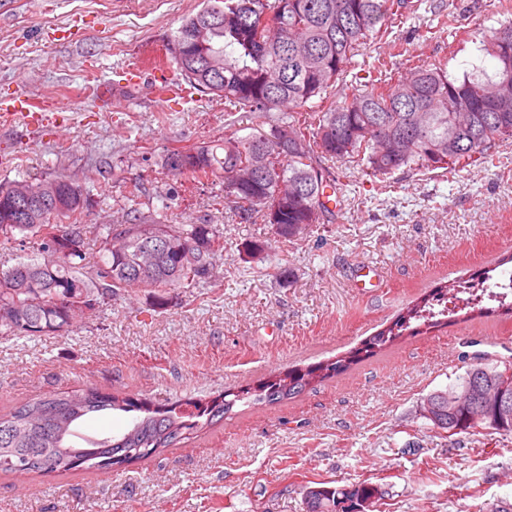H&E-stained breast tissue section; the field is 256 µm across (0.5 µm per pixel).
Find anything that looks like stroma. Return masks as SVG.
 <instances>
[{"label": "stroma", "mask_w": 512, "mask_h": 512, "mask_svg": "<svg viewBox=\"0 0 512 512\" xmlns=\"http://www.w3.org/2000/svg\"><path fill=\"white\" fill-rule=\"evenodd\" d=\"M200 0H0V98L28 96L64 117L32 135L0 131V182L64 174L88 194L87 218L114 200L164 201L174 224H210L224 244L200 288L156 305L132 290L98 303L68 331L0 337V414L33 398L94 387L158 404L209 401L274 373L334 360L417 297L456 281L512 273V145L496 165L402 169L387 192L326 163L336 206L307 237L287 240L224 205L222 182L167 173V151L255 126L203 92L162 108L151 76ZM460 31L428 38L434 13L400 25L370 55L491 67L479 31L497 0H454ZM131 66L143 81L115 87ZM111 85V104L96 84ZM265 244L263 261L247 243ZM512 360V319L457 321L396 343L280 403L236 405L223 422L112 472H0V512H303L306 488L381 485L372 512H485L512 503V435L446 437L421 411L477 358Z\"/></svg>", "instance_id": "35a3bbf8"}]
</instances>
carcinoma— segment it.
Listing matches in <instances>:
<instances>
[{
	"label": "carcinoma",
	"mask_w": 512,
	"mask_h": 512,
	"mask_svg": "<svg viewBox=\"0 0 512 512\" xmlns=\"http://www.w3.org/2000/svg\"><path fill=\"white\" fill-rule=\"evenodd\" d=\"M422 0H202L183 18L168 51L181 81L224 100L226 112H256L261 123L248 134L234 123L224 138L163 158L174 177L224 181V204L244 221L261 215L276 234L294 239L328 212L322 201L330 183L324 161L351 164L381 187L404 169L454 170L491 164L493 149L512 144V0H500L504 20L481 32L482 50L493 70L476 66L461 76L441 63L400 71L392 59L373 58L355 70V57L381 42L420 9ZM439 29L456 22L452 4L433 7ZM81 185L52 178L0 183V244L20 242L32 252L0 269V333L43 336L73 327L98 300L140 289L157 298L171 288H195L211 278L223 252L210 224H169L163 208L133 202L112 221L86 220ZM98 246L97 254L88 245ZM448 300L420 297L393 325L357 350L370 356L408 331L417 335L458 313L471 320L488 312L512 315V300L485 298L454 285ZM338 360L288 372L289 382L259 384L220 402L156 405L128 394L86 388L44 395L0 415V458L22 456L26 473L103 470L102 461L142 441L151 458L188 432L215 424L239 402L262 404L292 399L317 378L350 367ZM512 371V361L477 362L444 390L428 394L433 428L452 437L475 433L474 409L460 396L481 386L490 429L512 435V414L497 416L495 382L487 373ZM137 441L86 438L76 424L91 413L129 412ZM383 495L366 481L348 487L308 489L305 512H361Z\"/></svg>",
	"instance_id": "cac0c4a2"
}]
</instances>
